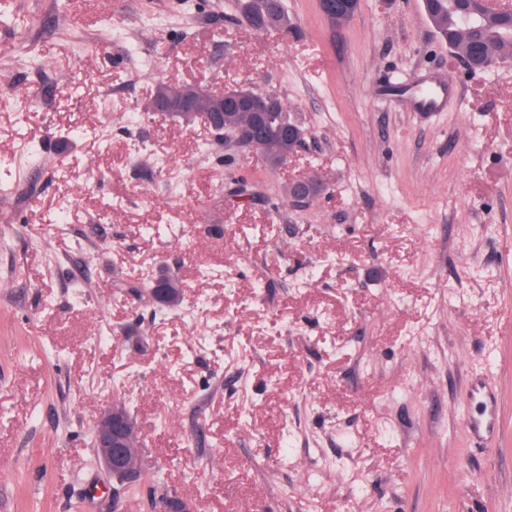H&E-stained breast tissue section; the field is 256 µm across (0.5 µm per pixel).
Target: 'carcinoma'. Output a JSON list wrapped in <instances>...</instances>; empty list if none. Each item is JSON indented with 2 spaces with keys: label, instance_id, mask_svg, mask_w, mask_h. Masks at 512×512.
<instances>
[{
  "label": "carcinoma",
  "instance_id": "carcinoma-1",
  "mask_svg": "<svg viewBox=\"0 0 512 512\" xmlns=\"http://www.w3.org/2000/svg\"><path fill=\"white\" fill-rule=\"evenodd\" d=\"M424 14L448 48L475 71L485 70L484 61L492 50L512 47V16L494 14L485 8L483 0H422ZM239 9L249 24L256 28H274L283 35L293 33L284 0H241ZM251 90L232 86L214 100H224V118L218 135L225 144L232 141V132L245 121L238 101ZM275 112L269 124L258 132L255 141L264 166L279 167L281 156L288 151V141L274 138L270 131L278 122Z\"/></svg>",
  "mask_w": 512,
  "mask_h": 512
}]
</instances>
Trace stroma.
I'll return each instance as SVG.
<instances>
[{
	"instance_id": "obj_1",
	"label": "stroma",
	"mask_w": 512,
	"mask_h": 512,
	"mask_svg": "<svg viewBox=\"0 0 512 512\" xmlns=\"http://www.w3.org/2000/svg\"><path fill=\"white\" fill-rule=\"evenodd\" d=\"M287 5L288 38L234 0H10L0 512H147L94 460L117 400L145 472L199 512H512V65L469 73L420 0L336 27ZM433 77L449 108L393 94ZM161 83L277 95L310 139L266 171L147 113ZM312 174L323 193L293 206ZM242 177L260 200L230 197ZM161 271L177 308L147 299ZM473 377L500 399L491 439L465 428Z\"/></svg>"
}]
</instances>
